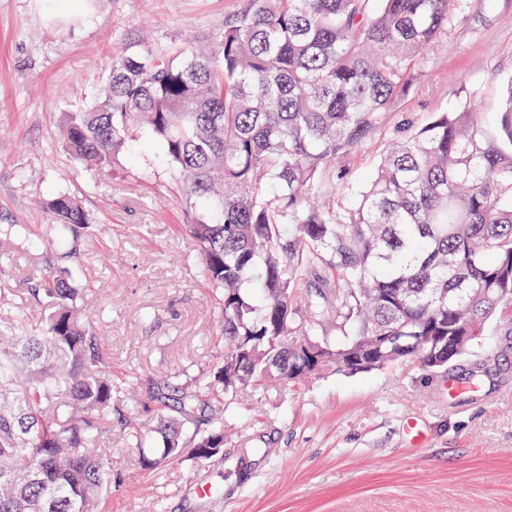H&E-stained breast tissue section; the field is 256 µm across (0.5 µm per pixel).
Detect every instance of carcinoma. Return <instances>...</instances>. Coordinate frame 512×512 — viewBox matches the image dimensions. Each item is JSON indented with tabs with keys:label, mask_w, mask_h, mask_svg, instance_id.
<instances>
[{
	"label": "carcinoma",
	"mask_w": 512,
	"mask_h": 512,
	"mask_svg": "<svg viewBox=\"0 0 512 512\" xmlns=\"http://www.w3.org/2000/svg\"><path fill=\"white\" fill-rule=\"evenodd\" d=\"M455 0H245L209 54L132 47L99 98L67 113L69 155L111 167L142 136L180 179L203 277L227 346L186 390L149 381L155 437L126 424L150 471L224 454L216 405L266 366L285 384L466 354L512 303V87L492 138L472 112H438L392 139L363 186L333 160L411 89ZM351 198L320 206L319 197ZM60 243L86 228L80 201L48 202ZM52 311L30 316L40 288ZM0 336V512H106L105 449L121 386L68 279L49 270L15 294ZM332 322L344 340L314 339ZM317 352L312 357L307 350Z\"/></svg>",
	"instance_id": "obj_1"
}]
</instances>
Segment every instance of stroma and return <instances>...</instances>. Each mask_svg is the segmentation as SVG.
<instances>
[{"label":"stroma","mask_w":512,"mask_h":512,"mask_svg":"<svg viewBox=\"0 0 512 512\" xmlns=\"http://www.w3.org/2000/svg\"><path fill=\"white\" fill-rule=\"evenodd\" d=\"M243 0H0V227L13 226L0 268V319L16 290L46 268L71 277L107 343L124 411L152 432L140 383L190 384L217 364L220 310L201 283L198 243L185 221L179 179L144 140L98 172L60 142L66 112L105 85L127 44L168 53L213 50L225 15ZM512 81V0H460L446 35L428 49L409 93L373 134L335 166L365 184L404 123L438 112H477L483 132ZM81 201L88 231L65 256L47 199ZM512 317L506 306L485 336L449 368L416 361L369 372L328 370L290 386L260 385L224 403V455L186 461L162 475L144 469L127 431L112 425L107 512H512ZM456 393H449V386ZM425 432L423 445L405 433ZM223 486L220 500L198 495Z\"/></svg>","instance_id":"stroma-1"}]
</instances>
